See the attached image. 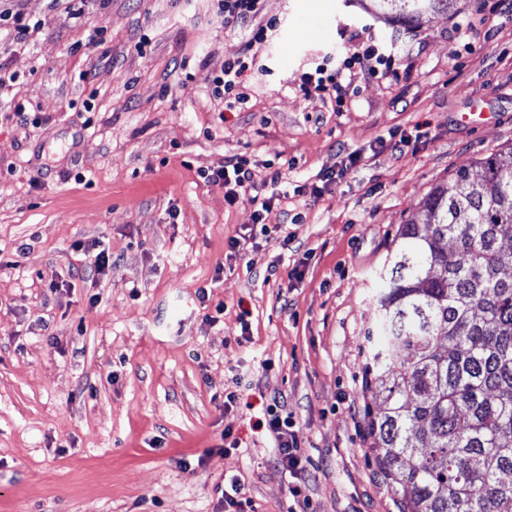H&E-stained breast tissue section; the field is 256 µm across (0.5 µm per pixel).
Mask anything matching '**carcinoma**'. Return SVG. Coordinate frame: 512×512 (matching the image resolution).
Segmentation results:
<instances>
[{
  "mask_svg": "<svg viewBox=\"0 0 512 512\" xmlns=\"http://www.w3.org/2000/svg\"><path fill=\"white\" fill-rule=\"evenodd\" d=\"M409 24L455 0H374ZM463 167L402 225L377 296L370 451L408 512L512 502V148Z\"/></svg>",
  "mask_w": 512,
  "mask_h": 512,
  "instance_id": "carcinoma-1",
  "label": "carcinoma"
}]
</instances>
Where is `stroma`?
<instances>
[{
	"mask_svg": "<svg viewBox=\"0 0 512 512\" xmlns=\"http://www.w3.org/2000/svg\"><path fill=\"white\" fill-rule=\"evenodd\" d=\"M492 3L404 30L371 0H265L277 26L244 74L247 109L228 111L208 78L244 34L212 0H0L35 24L0 38V512H224L233 474L255 512H289L274 400L302 440L306 512H401L369 451L364 336L402 224L512 146V16ZM363 30L397 70L353 68L338 112L301 78L343 69ZM230 152L287 159L301 191L229 261L254 208L199 173ZM78 243L109 250L106 274ZM204 287L224 305L213 321Z\"/></svg>",
	"mask_w": 512,
	"mask_h": 512,
	"instance_id": "35a3bbf8",
	"label": "stroma"
}]
</instances>
